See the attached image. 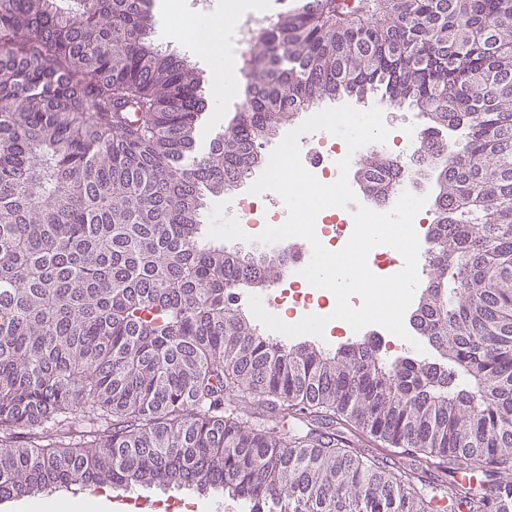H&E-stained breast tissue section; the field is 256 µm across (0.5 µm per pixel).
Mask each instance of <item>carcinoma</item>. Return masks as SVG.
<instances>
[{"label": "carcinoma", "instance_id": "carcinoma-1", "mask_svg": "<svg viewBox=\"0 0 512 512\" xmlns=\"http://www.w3.org/2000/svg\"><path fill=\"white\" fill-rule=\"evenodd\" d=\"M149 2L0 0V494L177 484L248 512H435L420 470L453 509L512 512V0L280 13L205 148L203 70L155 43ZM341 93L430 122L406 168L371 152L360 171L371 193L432 176L417 323L438 368L273 341L235 291L285 257L203 235L267 127Z\"/></svg>", "mask_w": 512, "mask_h": 512}]
</instances>
